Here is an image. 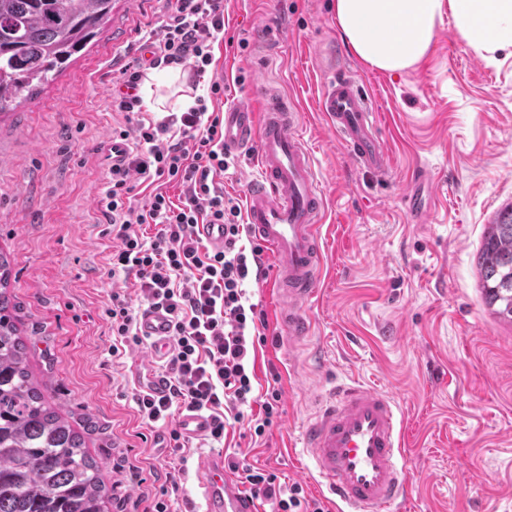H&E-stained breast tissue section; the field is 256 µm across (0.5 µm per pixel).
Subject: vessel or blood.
Instances as JSON below:
<instances>
[{"instance_id": "b4317fda", "label": "vessel or blood", "mask_w": 512, "mask_h": 512, "mask_svg": "<svg viewBox=\"0 0 512 512\" xmlns=\"http://www.w3.org/2000/svg\"><path fill=\"white\" fill-rule=\"evenodd\" d=\"M250 99V104L225 108L224 147L231 152L256 149L259 174L247 190L245 221L272 252L280 300L276 320L295 345L311 333L308 307L321 279L323 192L298 109L261 81L254 84ZM318 108L357 166L387 179L390 166L376 131V106L360 82L336 70L323 87ZM139 329L154 355L164 356L171 333L168 316L160 310L144 312ZM209 425L206 416L195 412L178 420L187 438L204 435ZM300 445L311 450L321 484L341 503L340 512H392L407 496L403 415L390 393L357 382L333 387L303 426ZM195 479L204 512H258L229 476L223 451L200 455Z\"/></svg>"}]
</instances>
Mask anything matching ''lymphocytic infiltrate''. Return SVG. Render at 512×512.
<instances>
[{
    "instance_id": "lymphocytic-infiltrate-1",
    "label": "lymphocytic infiltrate",
    "mask_w": 512,
    "mask_h": 512,
    "mask_svg": "<svg viewBox=\"0 0 512 512\" xmlns=\"http://www.w3.org/2000/svg\"><path fill=\"white\" fill-rule=\"evenodd\" d=\"M224 32V0H165V18L146 32L150 56L118 70L113 111L124 117L112 137L122 158L109 171L99 205L112 228L109 276H134L146 307L164 310L174 347L165 379L168 391L139 390L135 402L143 420L155 423L177 411L208 414V439L222 441L232 423H247L263 436L279 415L281 393H254L251 363L264 340V315L246 295L248 281L262 269L259 245L246 246L249 231L237 198L217 182L232 158L224 150V119L209 108L224 94L212 74V48ZM173 65L209 80V93L194 106L154 120L143 113L139 87L147 70ZM175 180L184 191L178 199L156 191L147 205L135 207L136 185ZM158 230L148 236L141 225ZM224 227V245L208 246L200 225ZM107 315L112 321V354L122 357L140 345L137 317L128 294L114 289ZM235 474L251 500H267L274 512H326L300 484L287 485L272 471L232 460Z\"/></svg>"
}]
</instances>
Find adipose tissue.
Here are the masks:
<instances>
[{
    "label": "adipose tissue",
    "mask_w": 512,
    "mask_h": 512,
    "mask_svg": "<svg viewBox=\"0 0 512 512\" xmlns=\"http://www.w3.org/2000/svg\"><path fill=\"white\" fill-rule=\"evenodd\" d=\"M447 12L476 49L512 47V0H335L346 45L370 67L391 73L424 60Z\"/></svg>",
    "instance_id": "ef3b65f1"
}]
</instances>
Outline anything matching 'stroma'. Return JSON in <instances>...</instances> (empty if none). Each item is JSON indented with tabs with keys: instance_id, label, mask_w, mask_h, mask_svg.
Here are the masks:
<instances>
[{
	"instance_id": "35a3bbf8",
	"label": "stroma",
	"mask_w": 512,
	"mask_h": 512,
	"mask_svg": "<svg viewBox=\"0 0 512 512\" xmlns=\"http://www.w3.org/2000/svg\"><path fill=\"white\" fill-rule=\"evenodd\" d=\"M332 3L224 0V36L213 50L223 101L246 102L261 77L301 110L328 226L304 346L292 351L280 338L272 274L248 286L267 325L258 389L280 390L281 416L256 440L235 425L225 445L335 512L298 438L317 394L359 381L390 392L405 417L409 489L395 512H512V322L486 304L479 265L490 225L512 206V48L485 59L447 16L421 64L381 81L344 43ZM162 15V0H112L101 38L0 116V250L11 260V311L35 383L103 468L109 512H147L160 493L170 512H191L193 463L210 449L201 439L160 445L177 417L146 423L135 396L165 362L147 340L113 359L106 314L116 287L135 310L144 307L134 279L106 274L112 239L98 201L121 120L112 78ZM329 53L379 102L387 180L350 162L317 108L326 79L319 60ZM234 158L219 181L242 199L256 156L249 148ZM413 188L423 194L420 221L405 205Z\"/></svg>"
}]
</instances>
